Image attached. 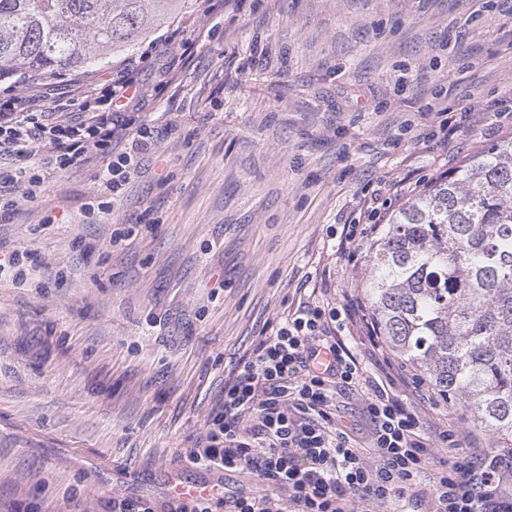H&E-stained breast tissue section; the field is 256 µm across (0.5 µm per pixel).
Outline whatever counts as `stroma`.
Returning <instances> with one entry per match:
<instances>
[{"instance_id": "1", "label": "stroma", "mask_w": 512, "mask_h": 512, "mask_svg": "<svg viewBox=\"0 0 512 512\" xmlns=\"http://www.w3.org/2000/svg\"><path fill=\"white\" fill-rule=\"evenodd\" d=\"M163 35L87 73L0 82V98L77 86L144 55L121 102L154 131L119 191L108 155L0 199V512H111L172 478L255 491L184 456L232 369L298 305L363 295L369 240L428 183L512 136V0H186ZM94 213H87V203ZM423 430L504 444L444 404ZM27 258V253H21L13 250L11 252L0 254V279L8 276L12 278L13 282H22L24 277H27L25 270L20 267H25L24 260Z\"/></svg>"}]
</instances>
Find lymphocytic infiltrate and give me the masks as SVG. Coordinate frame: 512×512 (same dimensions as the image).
<instances>
[{"label": "lymphocytic infiltrate", "mask_w": 512, "mask_h": 512, "mask_svg": "<svg viewBox=\"0 0 512 512\" xmlns=\"http://www.w3.org/2000/svg\"><path fill=\"white\" fill-rule=\"evenodd\" d=\"M133 80L121 77L87 87L81 110L63 114L24 96L0 100V156L41 157V166L63 172L106 151L128 129L112 106ZM38 167H20L8 184L34 200L42 192ZM335 316L319 306L289 313L276 331L260 339L239 361L210 414L202 443L185 460L196 468L247 472L263 490L225 495L173 497L165 512H385L406 500L425 512H512L502 486L512 456L466 455L468 438L444 429L438 444L421 434L416 407L390 383L368 375L340 339L329 338ZM362 394L365 444L338 428L331 412L335 387ZM446 450L433 489L419 476L436 449Z\"/></svg>", "instance_id": "1"}]
</instances>
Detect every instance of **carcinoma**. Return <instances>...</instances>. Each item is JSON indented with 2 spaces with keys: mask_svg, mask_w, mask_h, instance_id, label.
<instances>
[{
  "mask_svg": "<svg viewBox=\"0 0 512 512\" xmlns=\"http://www.w3.org/2000/svg\"><path fill=\"white\" fill-rule=\"evenodd\" d=\"M180 0H0V80L110 62ZM365 298L385 346L446 405L512 438V138L393 211Z\"/></svg>",
  "mask_w": 512,
  "mask_h": 512,
  "instance_id": "1",
  "label": "carcinoma"
}]
</instances>
